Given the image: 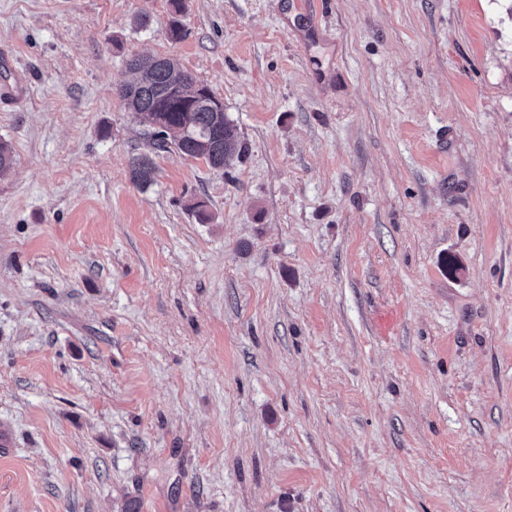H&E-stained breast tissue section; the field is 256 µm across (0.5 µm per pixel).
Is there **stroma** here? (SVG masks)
I'll return each instance as SVG.
<instances>
[{
    "mask_svg": "<svg viewBox=\"0 0 512 512\" xmlns=\"http://www.w3.org/2000/svg\"><path fill=\"white\" fill-rule=\"evenodd\" d=\"M171 17L0 0V512H512V0ZM142 55L243 160L154 148Z\"/></svg>",
    "mask_w": 512,
    "mask_h": 512,
    "instance_id": "obj_1",
    "label": "stroma"
}]
</instances>
